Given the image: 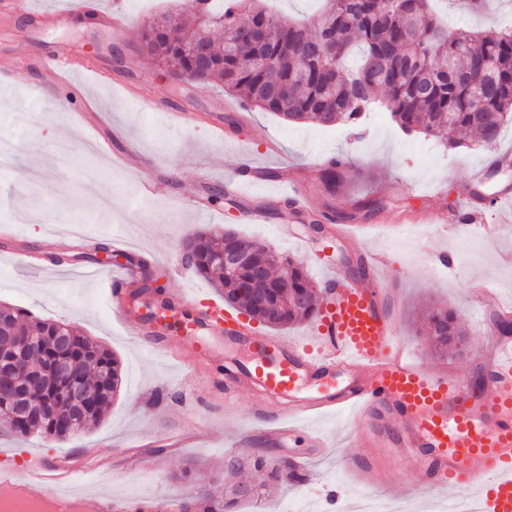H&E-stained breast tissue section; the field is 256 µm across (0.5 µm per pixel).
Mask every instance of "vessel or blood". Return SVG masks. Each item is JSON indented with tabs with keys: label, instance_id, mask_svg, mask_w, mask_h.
<instances>
[{
	"label": "vessel or blood",
	"instance_id": "vessel-or-blood-1",
	"mask_svg": "<svg viewBox=\"0 0 512 512\" xmlns=\"http://www.w3.org/2000/svg\"><path fill=\"white\" fill-rule=\"evenodd\" d=\"M268 180L265 170L238 162L234 190ZM367 273L323 264L322 294L310 341L256 330L223 303H196L188 292L165 296L140 310L133 295L135 268L112 279V311L143 337L155 354L173 358L189 349L201 359L222 348H242L249 361L228 374L229 389L259 391L256 411L264 434L278 440L299 434L323 454L326 440L312 426L327 414L350 418L358 448H398L421 486L477 491L480 512H512V336L493 337L484 362V387L474 393L442 367L427 368L398 340V319L381 288L380 253L365 251ZM109 458L86 450L40 456L22 470L0 468V507L7 512H45L63 499L90 512H131L132 501L109 493H81L74 486ZM149 512H183L175 494L144 495Z\"/></svg>",
	"mask_w": 512,
	"mask_h": 512
}]
</instances>
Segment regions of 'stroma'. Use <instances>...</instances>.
<instances>
[{
	"instance_id": "1",
	"label": "stroma",
	"mask_w": 512,
	"mask_h": 512,
	"mask_svg": "<svg viewBox=\"0 0 512 512\" xmlns=\"http://www.w3.org/2000/svg\"><path fill=\"white\" fill-rule=\"evenodd\" d=\"M122 6L131 22L121 37L80 12L61 23L0 13V56L32 62L27 84L0 88V141L14 146L12 156L0 164V225L16 223L26 211L39 218L38 223L22 225L18 239H0V304L69 323L109 348L122 365L120 392L96 427L55 441L36 434L22 440L0 435V466H21L29 453L52 456L93 448L112 457V470L88 477L84 489L124 498L150 492L192 498L223 476L225 457L237 452L230 437L250 431L251 449L295 459L311 479L278 486L260 509L245 505L241 512H321L333 496L364 494L368 490L360 477L342 463L354 454L384 460L390 480L371 490L374 495L403 494L408 512H437L441 494L413 490V475L390 449H354L347 415L331 414L318 421L328 450L311 458L303 438L273 444L256 435L257 400L249 393H236L230 405L216 403L213 411H195L184 399L186 386L210 377L208 366L188 351L182 361L166 362L112 319L101 275L127 265L128 256L116 255L108 262L80 259L75 246L49 241L47 224L80 225L103 243L112 233L123 234L138 248L146 279L159 280L169 293L188 289L200 301L217 296L209 282L192 272L177 275L171 268L172 260L181 256V243L193 232L233 228L256 244L300 259L316 284L321 279L316 258L277 238L276 225H288L301 236L312 235L316 222L356 225L361 241L333 244V258L354 268L360 252H381L380 279L398 289L399 338L425 366H437L439 360L428 338L417 330L420 309L436 303L456 311L466 331L467 351L452 358L448 369L458 381L477 386L483 382L478 363L495 320L491 307L473 306L472 296L485 286L493 298L512 299V234L482 241L479 250L467 255L459 250L458 236L438 237L434 229L438 215L464 208L470 177L488 161V151L477 145L449 149L436 138L404 133L382 109L367 114L357 126L293 124L244 107L240 98L225 94L221 83L171 80L166 69L141 51L140 33L154 16L185 9L186 0H123ZM436 8L452 29H512V0H492L483 14L470 13L453 0H438ZM42 47L95 60L111 70L107 84L87 69L72 74L103 114L100 133L73 124L67 110L45 96L43 87L53 81L54 73L48 60L37 54ZM129 84L142 88L144 99L131 97L125 90ZM181 111L194 113L197 124L174 122L172 113ZM99 135L111 139L117 150L123 141L134 142L145 160L142 169L132 172L112 165L94 146ZM242 152L279 179L296 173L305 178L313 196L311 213L289 218L275 186H253L240 194L227 190L233 176L228 161ZM333 159L343 162L344 178L332 194L317 173ZM147 178L157 184L150 197L142 191ZM214 186L224 187L225 193L212 213L188 207V200ZM506 187L512 188V168L492 172L481 188L485 223L512 221V201L491 200ZM252 209L265 213V223L245 220V212ZM385 221L393 225L390 233L370 239L371 225ZM436 249L454 254L456 274L434 273ZM24 251L44 253L45 263L22 265L17 255ZM55 255L63 257V264L52 263ZM213 380L219 386L226 383L220 376ZM159 391L165 393L164 401H156ZM196 418L213 419L220 436L200 431L193 444L162 456L153 470L121 458L122 443L132 437L147 432L162 438L184 430ZM189 463L195 466L196 478L185 482L179 475Z\"/></svg>"
}]
</instances>
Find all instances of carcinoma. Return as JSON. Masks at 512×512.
<instances>
[{"instance_id":"obj_1","label":"carcinoma","mask_w":512,"mask_h":512,"mask_svg":"<svg viewBox=\"0 0 512 512\" xmlns=\"http://www.w3.org/2000/svg\"><path fill=\"white\" fill-rule=\"evenodd\" d=\"M186 9L194 22L203 16L218 21L224 44L208 43L209 59L200 68L187 47L200 35L186 32L184 14L174 24L164 13L141 30V50L158 64L172 67L174 78L189 77L200 83L219 80L224 90L244 97L246 103L273 112L293 122L314 121L329 125L338 120L349 125L361 121L372 109L371 97L384 93V106L402 130L440 139L448 148L463 146L457 133L465 131L481 146L499 140L512 122V31L482 33L453 32L433 14L430 0H325V6L308 20L296 23L274 15L249 0H188ZM266 29V43L239 39L240 32ZM336 40L323 38V29ZM491 65L489 73L479 69ZM470 75V82L452 83L441 71L443 64ZM497 85L479 105L472 98L475 83ZM320 181L333 192L342 180V164L332 161L320 170ZM246 248L249 261L232 276L224 275L221 255L234 247ZM183 260L196 273L214 283L224 302L251 320L271 327H285L313 317L318 292L296 259L257 247L235 232L225 235L200 232L182 244ZM288 271V283L273 274ZM271 274L261 284L264 301L253 298L254 272ZM436 354L445 357L454 348L453 339L465 332L455 312L446 307L432 309L425 318ZM3 341L11 336L32 339L27 366L18 373L0 377V386L22 389L29 397L25 416L9 421L6 432L24 438L39 433L46 438H67L65 424L73 420L84 432L99 422L121 384V365L99 342L79 334L63 321H33L28 310L0 305ZM70 337L67 352L75 362L74 379L92 396L91 404L77 412L63 394L55 377L58 356L55 336ZM55 401L56 418L46 417L45 400ZM248 463L277 483H297L304 478L289 460L254 452ZM238 484L223 490L209 489L196 504L184 510L235 512L244 501H258L270 494L268 486L256 487L253 496L236 493Z\"/></svg>"}]
</instances>
